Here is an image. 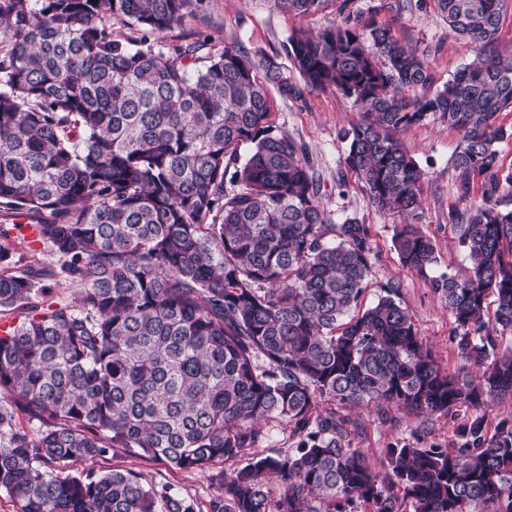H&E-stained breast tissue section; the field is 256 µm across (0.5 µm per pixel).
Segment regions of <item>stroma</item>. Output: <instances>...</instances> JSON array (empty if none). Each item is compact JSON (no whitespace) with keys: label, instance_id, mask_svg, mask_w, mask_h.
<instances>
[{"label":"stroma","instance_id":"1","mask_svg":"<svg viewBox=\"0 0 512 512\" xmlns=\"http://www.w3.org/2000/svg\"><path fill=\"white\" fill-rule=\"evenodd\" d=\"M380 0H350L349 8L360 16H376L391 22L393 33L408 41L418 51L427 53L439 81L445 82L474 56V46L456 35L438 14L434 0H412L397 12H376ZM336 18L335 11L308 16H289L271 11L266 0H207L205 13L188 18L167 32L173 41L189 34L209 36L216 48L233 47L251 57H268L287 64L285 45L292 30L311 32L323 29ZM271 122L303 143L309 159L320 174L329 193L326 207L334 223L354 217L368 224L373 240L371 273L364 306H372L389 286H397L398 298L413 316L435 361L448 372L469 369L481 374L482 368L467 363L451 339L454 319L444 299L435 292L432 281L447 270L467 266L468 261L458 244L457 235L448 223V211L458 201L451 157L457 145V134L436 118L403 133L406 146L414 154L427 175L421 197V208L412 223L432 239L436 261L425 273L403 267L393 246L400 217L379 212L373 207L361 182L347 167L348 143L341 134L357 123L360 114L339 94L326 92L308 95L306 102L284 100L272 94ZM358 426L356 447L362 448L368 465L376 472L388 470L387 450L394 445L425 444L451 447L453 431L463 423L466 409L449 414L422 418L391 407L377 411L373 406H348L344 409ZM101 469L132 468L149 482L169 485L183 494L205 503L212 492L207 474L171 468L158 460H140L118 453L101 461Z\"/></svg>","mask_w":512,"mask_h":512}]
</instances>
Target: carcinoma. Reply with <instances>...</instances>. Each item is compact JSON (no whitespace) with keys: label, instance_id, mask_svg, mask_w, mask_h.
Listing matches in <instances>:
<instances>
[{"label":"carcinoma","instance_id":"carcinoma-1","mask_svg":"<svg viewBox=\"0 0 512 512\" xmlns=\"http://www.w3.org/2000/svg\"><path fill=\"white\" fill-rule=\"evenodd\" d=\"M268 2L342 14L289 35L298 82L207 36L164 40L206 0H0V209L61 260L15 271L0 228V309L14 314L0 326V492L18 512H200L139 471L94 467L118 451L208 474L207 512H512V423L488 415L512 397V348L497 335L512 330V167L498 150L512 131L496 124L512 110L504 0H435L476 47L440 86L390 24L347 12L350 0ZM116 19L136 36L117 37ZM270 86L352 102L346 164L383 213L420 209L425 172L402 134L431 117L458 133L448 221L470 267L433 287L460 354L491 359L480 376L440 368L396 288L357 311L369 226L333 223L305 146L268 120ZM394 245L420 273L436 261L416 224ZM50 282L77 286L76 299H41ZM322 400L472 415L449 448L387 449L381 475ZM271 422L293 448L264 453Z\"/></svg>","mask_w":512,"mask_h":512}]
</instances>
